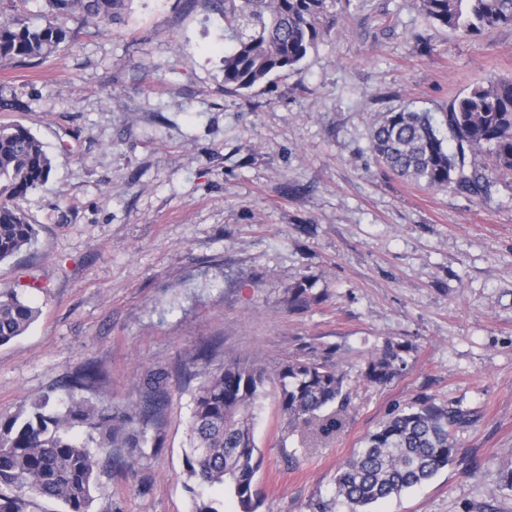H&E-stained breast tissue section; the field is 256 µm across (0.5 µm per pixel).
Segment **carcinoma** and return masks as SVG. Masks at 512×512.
Returning <instances> with one entry per match:
<instances>
[{
  "label": "carcinoma",
  "mask_w": 512,
  "mask_h": 512,
  "mask_svg": "<svg viewBox=\"0 0 512 512\" xmlns=\"http://www.w3.org/2000/svg\"><path fill=\"white\" fill-rule=\"evenodd\" d=\"M224 13V88L251 89L278 71L293 70L323 34L339 0H216ZM53 9L87 23L111 26L124 0H46ZM427 18L450 32L475 38L512 26V0H421ZM67 32L43 25L0 21V61H39L67 42ZM376 161L395 176L427 189H450L479 202L490 198L502 177L512 175V79L474 86L448 105L443 123L408 107L384 113L371 131ZM52 159L41 141L20 123L0 124V261L35 242L37 231L20 201L49 177ZM40 310L17 292L0 291V345L22 335ZM407 348L391 341L371 351L358 370L368 383L387 384L406 367ZM340 349L306 344L272 368L226 359L212 366L200 347L189 377L200 379L189 420L186 472L193 481L192 512H224L209 495L224 488L237 512H259L255 477L262 457L254 436L256 409L274 393L285 437L323 443L347 424L346 373ZM100 375L89 362L69 381L63 409L43 398L0 419V512H34L41 501L59 502L64 512H92L102 492L100 473L112 461L92 452L75 435H97L99 448H145L148 429L159 422L163 380L147 382L143 404L122 413L75 396ZM471 415L424 400L384 420L336 472V498L347 512H368L375 503L418 488L453 462L455 432Z\"/></svg>",
  "instance_id": "cac0c4a2"
}]
</instances>
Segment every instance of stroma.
Masks as SVG:
<instances>
[{"mask_svg":"<svg viewBox=\"0 0 512 512\" xmlns=\"http://www.w3.org/2000/svg\"><path fill=\"white\" fill-rule=\"evenodd\" d=\"M53 24L73 42L33 64L0 61V122L52 159L22 206L36 243L0 262V291L40 314L0 346V418L94 362L97 405H138L151 371L168 398L133 466L101 473L94 512H191L184 450L196 350L274 366L304 343L339 347L348 424L305 451L282 443L267 397L254 432L261 512H345L338 468L395 410L424 398L472 416L455 461L372 512H512V178L478 202L385 171L374 124L512 78V27L467 39L420 0H351L296 69L224 88V17L210 0H129L111 29L0 0V19ZM310 300L297 307V283ZM410 345L391 383L357 361Z\"/></svg>","mask_w":512,"mask_h":512,"instance_id":"stroma-1","label":"stroma"}]
</instances>
